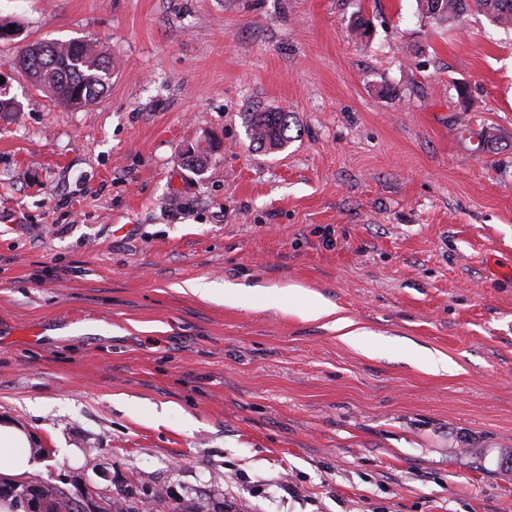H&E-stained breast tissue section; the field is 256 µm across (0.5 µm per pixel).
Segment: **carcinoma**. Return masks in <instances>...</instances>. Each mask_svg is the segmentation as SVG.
<instances>
[{"mask_svg": "<svg viewBox=\"0 0 512 512\" xmlns=\"http://www.w3.org/2000/svg\"><path fill=\"white\" fill-rule=\"evenodd\" d=\"M471 3L494 25L512 28V0H420V7L427 17L450 23ZM17 64L35 88L75 107H87L102 98L114 68L111 56L94 51L89 42L79 39L27 44L18 52ZM248 128L250 140L258 148L279 149L289 139L290 113L253 112ZM207 158L208 152L193 147L180 153L181 163L192 168L203 167ZM35 492L38 505L47 512H85L83 506L56 487L39 485Z\"/></svg>", "mask_w": 512, "mask_h": 512, "instance_id": "carcinoma-1", "label": "carcinoma"}]
</instances>
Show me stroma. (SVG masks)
Masks as SVG:
<instances>
[{
  "mask_svg": "<svg viewBox=\"0 0 512 512\" xmlns=\"http://www.w3.org/2000/svg\"><path fill=\"white\" fill-rule=\"evenodd\" d=\"M1 20L22 110L0 115V418L43 450L30 484L90 512H512L511 31L416 0H0ZM72 38L116 61L89 107L15 64ZM267 110L292 119L271 151L245 123ZM291 286L364 348L285 312ZM470 0H420L421 12L442 23L452 22L466 9ZM189 291L208 299L224 301V304L232 305L239 300V286L224 283V288H212V284L196 281L189 286ZM281 293L287 296H298L301 298L302 308L299 311V315L305 319L317 320L337 315V307L324 302L319 297L312 296L305 289L289 287L283 288ZM418 360L425 371L435 375L447 374L455 369V364L447 356L440 353L431 351L421 353Z\"/></svg>",
  "mask_w": 512,
  "mask_h": 512,
  "instance_id": "1",
  "label": "stroma"
}]
</instances>
